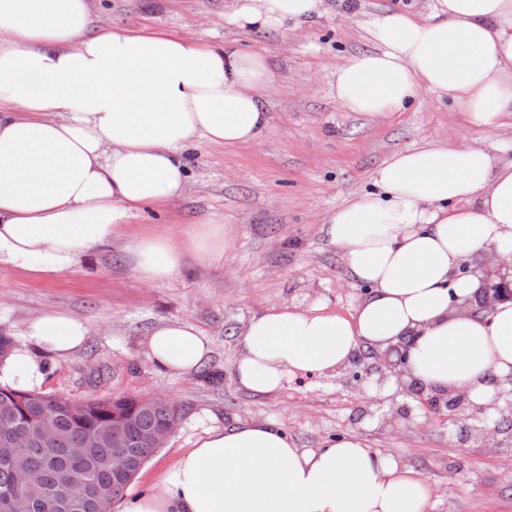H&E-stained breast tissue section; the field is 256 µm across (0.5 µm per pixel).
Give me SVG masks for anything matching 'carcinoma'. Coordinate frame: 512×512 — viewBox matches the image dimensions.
<instances>
[{
  "label": "carcinoma",
  "instance_id": "obj_1",
  "mask_svg": "<svg viewBox=\"0 0 512 512\" xmlns=\"http://www.w3.org/2000/svg\"><path fill=\"white\" fill-rule=\"evenodd\" d=\"M178 415L167 402L144 410L137 396L88 398L81 402L41 392L0 387V512H11L18 478H26L25 512H102L121 496L137 470L155 452L138 448ZM130 420L120 447H112V417ZM54 436L44 442V423Z\"/></svg>",
  "mask_w": 512,
  "mask_h": 512
}]
</instances>
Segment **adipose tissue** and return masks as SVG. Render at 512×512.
<instances>
[{"label":"adipose tissue","instance_id":"1","mask_svg":"<svg viewBox=\"0 0 512 512\" xmlns=\"http://www.w3.org/2000/svg\"><path fill=\"white\" fill-rule=\"evenodd\" d=\"M325 0H235L240 29L314 21ZM370 52L336 70V97L369 117L400 112L426 91L451 100L486 132L512 118V0H427V10L372 15ZM263 54L192 35L97 25L93 0H0V269L56 274L120 241L138 278L171 279L189 259L221 260L232 241L211 220L181 237L132 236L128 221L188 190L183 155L204 144L255 143L269 126ZM373 191L321 227L368 289L349 313L323 304L274 306L238 338L232 372L272 395L296 378L334 377L364 354L404 350L365 395L372 427H404L411 394L465 393L468 411L500 419L512 388V299L477 302L512 286V160L480 142L442 141L395 152ZM90 328L46 310L26 345L0 360V385L35 391L44 355H69ZM145 354L187 376L212 354L189 321L156 327ZM433 490L407 459L357 435L300 448L265 420L212 429L149 493L122 512H429Z\"/></svg>","mask_w":512,"mask_h":512}]
</instances>
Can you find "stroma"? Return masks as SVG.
I'll use <instances>...</instances> for the list:
<instances>
[{"label": "stroma", "mask_w": 512, "mask_h": 512, "mask_svg": "<svg viewBox=\"0 0 512 512\" xmlns=\"http://www.w3.org/2000/svg\"><path fill=\"white\" fill-rule=\"evenodd\" d=\"M234 0H95L102 25L146 32L193 34L210 43L262 53L273 79L265 93L269 128L251 145L211 144L187 152L186 195L150 207L129 221L182 234L210 219L231 226L233 240L218 262L189 260L173 278L144 284L120 245L91 254L76 269L37 275L0 272V336L25 343L27 321L54 309L86 321L90 334L65 358L47 357L42 392L76 401L90 396L158 395L178 406L181 420L163 448L126 490L150 489L179 454L213 427L267 419L298 447L357 434L371 447L407 458L435 489L431 512H512V442L488 453L476 440L460 442V415L447 425L431 413L399 430L365 428V362L337 377L294 380L273 395L241 390L232 374L236 338L267 308L324 304L348 312L364 290L348 275L320 227L359 192L395 152L442 138L481 140L512 158V124L493 134L471 129L463 112L420 93L403 112L366 117L336 98L333 75L349 55L373 50L363 19H347L337 0L298 28L245 31L231 21ZM189 320L212 344L210 360L188 376H172L146 357L143 341L157 326Z\"/></svg>", "instance_id": "stroma-1"}]
</instances>
